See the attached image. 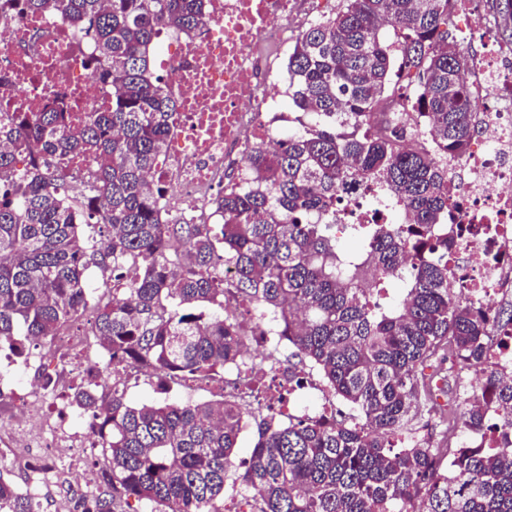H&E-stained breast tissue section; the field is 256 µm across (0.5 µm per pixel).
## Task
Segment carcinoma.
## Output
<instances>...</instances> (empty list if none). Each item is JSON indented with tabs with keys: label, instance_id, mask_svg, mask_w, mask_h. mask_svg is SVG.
<instances>
[{
	"label": "carcinoma",
	"instance_id": "carcinoma-1",
	"mask_svg": "<svg viewBox=\"0 0 512 512\" xmlns=\"http://www.w3.org/2000/svg\"><path fill=\"white\" fill-rule=\"evenodd\" d=\"M458 2L340 0L288 52L293 105L314 121L258 149L249 183L212 199L223 223L182 224L163 217L146 184L177 108L150 59L160 27L196 34L203 0H15L69 16L113 95L76 134L60 106L20 113L0 148V346L27 355L87 305L90 265L118 277L135 262L125 294L97 305L93 333L109 358L152 370L165 392L177 375L222 370L241 351L224 319V281L211 275L228 265L236 294L278 318L351 411V421L330 425L260 424L241 475L260 495L259 512H512V378L489 364L490 338L512 333V310L464 301L448 272V238L431 233L457 204L448 157L480 125L452 20ZM387 22L399 39L380 38ZM396 69L415 71L417 82L392 81ZM391 97L427 115L434 150L410 147L415 133L380 111ZM74 153L96 163L76 203L64 190ZM373 188L410 217L376 225L367 243L368 268L403 285L385 306L360 287L336 237V203ZM89 224L107 229L98 248L83 238ZM463 367L482 374V391L505 410L498 446L415 440L424 411L449 430L490 424ZM99 388L88 376L70 395L102 443L92 512H119L130 498L159 512H221L244 412L222 399L132 406ZM36 510L0 473V512Z\"/></svg>",
	"mask_w": 512,
	"mask_h": 512
}]
</instances>
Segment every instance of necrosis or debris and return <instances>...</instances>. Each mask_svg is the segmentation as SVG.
Here are the masks:
<instances>
[{
    "label": "necrosis or debris",
    "instance_id": "1",
    "mask_svg": "<svg viewBox=\"0 0 512 512\" xmlns=\"http://www.w3.org/2000/svg\"><path fill=\"white\" fill-rule=\"evenodd\" d=\"M301 0H205L204 22L193 38L165 31L156 63L177 101L166 149L151 171L161 190L158 205L190 224H214L211 201L244 179L259 147L280 142L294 124L279 111L288 82L280 66L296 24ZM91 45L72 19L56 10L18 12L0 0V143L7 142L15 113L35 114L55 99L68 107L71 127L83 125L112 101V87L89 66ZM471 98L480 107L481 129L466 152L451 163L457 209L434 236L448 240V263L464 299L492 308L512 289V45H499L466 65ZM224 317L244 342L239 357L211 379L182 376L177 387L192 394L221 386L224 400L242 411L290 421L318 422L336 415V400L317 368L299 371L272 315L224 298ZM86 339L64 333L35 355V363L61 372L88 370L73 352ZM13 372L0 366V395L14 418L0 426V467L19 471L21 489L41 501L42 491L66 474L74 479L62 495L65 512L94 496L95 472L86 459L100 447L92 422L74 416L59 401L54 414L41 413L45 388H12Z\"/></svg>",
    "mask_w": 512,
    "mask_h": 512
}]
</instances>
